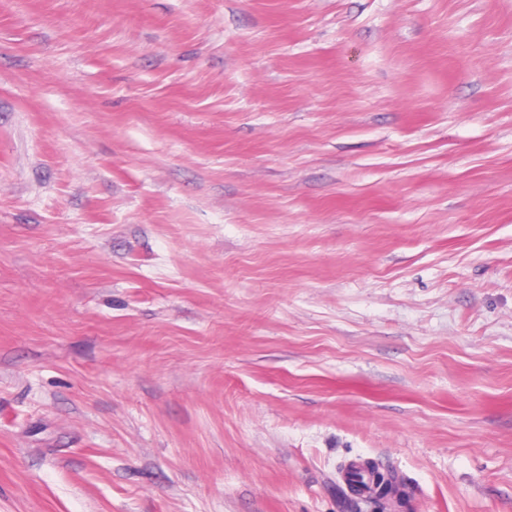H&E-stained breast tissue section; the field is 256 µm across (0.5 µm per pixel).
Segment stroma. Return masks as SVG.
Returning a JSON list of instances; mask_svg holds the SVG:
<instances>
[{"label":"stroma","instance_id":"35a3bbf8","mask_svg":"<svg viewBox=\"0 0 512 512\" xmlns=\"http://www.w3.org/2000/svg\"><path fill=\"white\" fill-rule=\"evenodd\" d=\"M512 512V0H0V512Z\"/></svg>","mask_w":512,"mask_h":512}]
</instances>
